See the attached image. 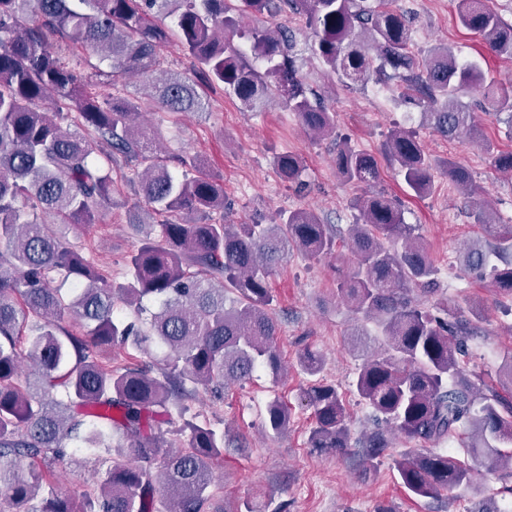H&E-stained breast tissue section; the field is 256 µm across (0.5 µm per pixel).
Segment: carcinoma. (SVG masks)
I'll return each mask as SVG.
<instances>
[{
	"instance_id": "1",
	"label": "carcinoma",
	"mask_w": 512,
	"mask_h": 512,
	"mask_svg": "<svg viewBox=\"0 0 512 512\" xmlns=\"http://www.w3.org/2000/svg\"><path fill=\"white\" fill-rule=\"evenodd\" d=\"M389 0H0V512H222L208 488L212 464L224 455V428L191 413L188 401L224 391L265 365L278 375L270 277L296 249L310 258L334 251L335 235L314 211L297 209L277 224L224 223V187L192 158L195 174L177 177L158 159L136 120L142 113L117 77L135 75L151 87L159 110H204L186 75L157 79L159 50L175 20L180 46L207 83L220 84L250 112L279 101L308 134L335 133L324 95L298 64L297 32L279 17L305 20L309 50L344 87L389 84L399 98L425 111L446 137L476 132L461 96L480 89L505 102L509 92L484 84L475 63H460L438 45L424 58L412 51V18ZM457 21L489 50L512 58V25L486 0H457ZM244 18L262 23L244 27ZM79 44L107 62L93 75L71 66L51 42ZM250 44L264 70L239 44ZM495 168L512 171V151L485 143ZM384 158L417 197L434 190L436 163L417 136L389 132ZM338 174L368 188L351 203L354 260L338 271L336 299L372 320L384 352L367 354L352 386L372 411L375 427L357 440L369 464L394 437L439 443L462 438L466 458L414 448L395 463L401 484L422 498L462 485L474 493L477 461L512 478V400L467 372L471 320L450 321L438 292V269L417 226L406 224L399 202L374 187L381 163L372 152L336 144ZM286 182L302 190L304 167L294 154L276 157ZM146 211L166 214L160 225L137 221L142 244L128 258L124 280L109 281L92 255L52 229L93 224L112 197L114 168ZM448 179L471 199L475 223L494 239L458 258L460 270L512 295V225L499 224L476 201L479 188L455 160ZM71 283L65 296L55 282ZM153 296L150 311L142 300ZM136 306L118 318L115 301ZM71 314L81 333L61 324ZM144 356L112 365V348ZM318 376L322 354L297 359ZM313 426L309 446L350 447V417L342 393L316 382L304 392ZM280 398L266 406L265 427H288ZM174 426L184 447L173 448L161 425ZM110 463L100 495L61 492L51 465L65 441Z\"/></svg>"
}]
</instances>
